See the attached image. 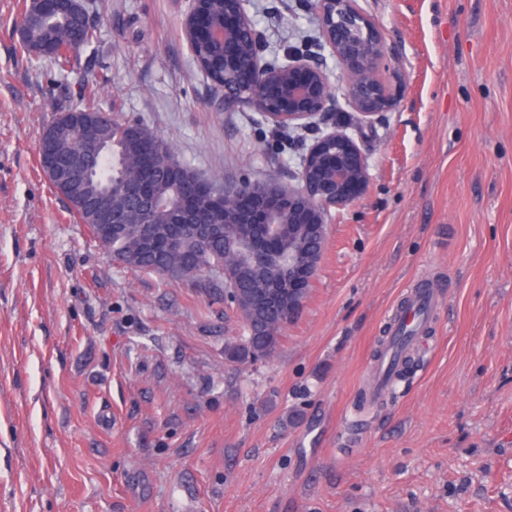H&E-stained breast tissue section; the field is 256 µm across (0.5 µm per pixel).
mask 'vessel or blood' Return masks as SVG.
<instances>
[{
	"instance_id": "vessel-or-blood-1",
	"label": "vessel or blood",
	"mask_w": 512,
	"mask_h": 512,
	"mask_svg": "<svg viewBox=\"0 0 512 512\" xmlns=\"http://www.w3.org/2000/svg\"><path fill=\"white\" fill-rule=\"evenodd\" d=\"M442 300L443 293L438 285L424 277L405 289L390 318L391 338L381 345L378 356L370 365L369 392L372 396L382 395L392 386L406 351L423 348L428 325Z\"/></svg>"
}]
</instances>
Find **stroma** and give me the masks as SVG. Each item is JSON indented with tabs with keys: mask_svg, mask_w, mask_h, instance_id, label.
I'll return each mask as SVG.
<instances>
[{
	"mask_svg": "<svg viewBox=\"0 0 512 512\" xmlns=\"http://www.w3.org/2000/svg\"><path fill=\"white\" fill-rule=\"evenodd\" d=\"M0 0V512H512V0H366L395 106L362 125L323 64L368 179L331 210L299 317L269 358L200 279L127 269L38 164L72 87L225 184L294 182L310 130L220 109L183 35L190 0H84L69 73ZM266 55L313 49L310 0H249ZM445 303L395 396L355 408L403 291Z\"/></svg>",
	"mask_w": 512,
	"mask_h": 512,
	"instance_id": "1",
	"label": "stroma"
}]
</instances>
